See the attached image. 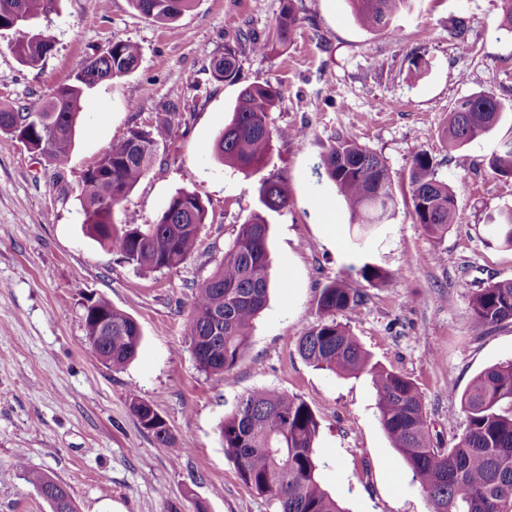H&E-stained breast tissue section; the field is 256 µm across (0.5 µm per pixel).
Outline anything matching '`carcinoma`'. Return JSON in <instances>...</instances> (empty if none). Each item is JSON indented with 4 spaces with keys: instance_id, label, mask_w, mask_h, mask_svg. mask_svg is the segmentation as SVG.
I'll return each instance as SVG.
<instances>
[{
    "instance_id": "carcinoma-1",
    "label": "carcinoma",
    "mask_w": 512,
    "mask_h": 512,
    "mask_svg": "<svg viewBox=\"0 0 512 512\" xmlns=\"http://www.w3.org/2000/svg\"><path fill=\"white\" fill-rule=\"evenodd\" d=\"M57 0H0V31L19 34L15 51L20 60H44L53 40L43 34L28 36L35 20L54 11ZM134 8L153 19L173 22L191 7L193 0H131ZM357 22L368 29L396 33V20L416 10L420 0H347ZM23 12L19 22L10 19L14 9ZM298 18L293 0H285L276 22V40L284 45ZM470 21L454 20L450 36L459 47L470 49ZM140 48L130 41H116L108 54L93 64H84L73 82L55 89L42 104L0 103V132L17 136L29 132L35 145L56 166L67 164L81 103L87 90L110 80V70L121 76L133 71ZM219 81L231 80L238 69L236 51L224 49L219 61H210ZM281 98L270 84L245 88L239 95L230 121L211 146L224 166L259 172L272 161L274 137L302 138V130H277L269 115ZM501 101L492 92L472 95L456 104L441 130L449 148L467 145L493 130L500 121ZM41 114L42 126L28 123L30 114ZM164 115L151 130L135 128L112 144L100 162L111 167L85 172L81 184L82 205L87 215V232L98 242L118 252L129 264L153 271L170 270L183 264L194 252L206 209L201 199L180 191L169 200L154 224H140L127 215L113 222V211L145 176L156 157V147L170 138L175 128L177 106L163 109ZM490 170L512 186V141H507L488 159ZM321 167L346 203L351 223L362 228V241L391 222L396 198L388 169L379 156L355 141L335 137L321 160ZM414 223L433 237L441 238L459 223L456 193L437 177L430 154L417 153L409 170ZM259 197L270 211L288 205V183L278 177L261 179ZM493 235L512 248V207L490 217ZM269 224L260 213L251 215L224 259L202 283L193 286V301L186 322V338L198 368L207 374H222L242 358L254 320L268 300ZM364 281L376 285L389 273L366 262L359 268ZM363 295L343 281L323 288L318 299V322L299 339L298 350L308 363L342 375L367 374L376 391V408L382 429L392 447L403 457L415 482L426 494L431 512H512V361L480 372L461 396L466 426L457 442L444 448L433 442L422 393L407 376L372 360L358 338L336 321V314L352 310ZM108 317L109 331L96 354L113 368L124 367L137 354L142 333L138 323L105 301L85 306L87 335L97 334L98 316ZM512 320V281L488 285L472 297V324L482 335L491 327ZM140 424L157 442L172 445L167 423L147 403H132ZM320 423L312 407L285 392L261 388L248 393L224 416L219 435L224 451L237 468L240 479L256 494L278 505V512H346L322 486L315 444ZM26 480L36 489L51 492L52 512H77L63 485L40 471H26Z\"/></svg>"
}]
</instances>
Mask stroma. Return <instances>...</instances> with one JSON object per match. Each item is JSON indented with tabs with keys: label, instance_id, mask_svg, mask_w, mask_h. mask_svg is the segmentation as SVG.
I'll list each match as a JSON object with an SVG mask.
<instances>
[{
	"label": "stroma",
	"instance_id": "obj_1",
	"mask_svg": "<svg viewBox=\"0 0 512 512\" xmlns=\"http://www.w3.org/2000/svg\"><path fill=\"white\" fill-rule=\"evenodd\" d=\"M283 0H194L166 24L130 0H60L35 32L54 47L37 66L22 63L17 33H0V102L40 104L68 83L90 56L115 41L137 44L138 67L86 95L66 168L0 133V512H51L26 470L63 484L78 512H276L247 487L224 453L219 426L242 396L258 388L305 400L319 422V474L346 512H430L402 456L383 431L366 374L341 376L301 358L300 336L319 319L323 288L342 279L365 304L337 314L374 361L411 378L443 446L465 427L460 397L485 368L512 360V321L478 336L471 296L512 281V249L497 242L487 218L512 206L487 165L512 139V32L499 24L501 0H420L397 34L362 27L347 0H295L299 23L275 45ZM471 22L461 52L449 30ZM272 43L254 53L253 40ZM238 54L234 79L213 78L210 60ZM196 85H189V78ZM271 83L281 100L272 127L302 128L305 141L274 138L261 173L225 169L210 146L241 91ZM497 95L502 118L474 142L448 149L440 130L465 97ZM176 104L180 126L145 176L114 210L158 221L170 198L196 194L207 210L195 252L180 266L150 271L124 262L86 230L83 173L132 128L150 129L161 107ZM385 163L397 201L392 224L365 250L343 198L317 174L336 134ZM429 153L455 189L459 223L436 239L411 217L409 169ZM291 188L285 208L263 210L261 178ZM270 226L269 300L248 347L224 375L199 370L185 338L193 284L208 277L252 213ZM336 226L328 236L325 223ZM367 261L389 273L380 284L358 274ZM104 300L140 326L136 357L121 369L90 348L87 300ZM149 403L168 424L160 445L131 410ZM24 467H17L16 457Z\"/></svg>",
	"mask_w": 512,
	"mask_h": 512
}]
</instances>
